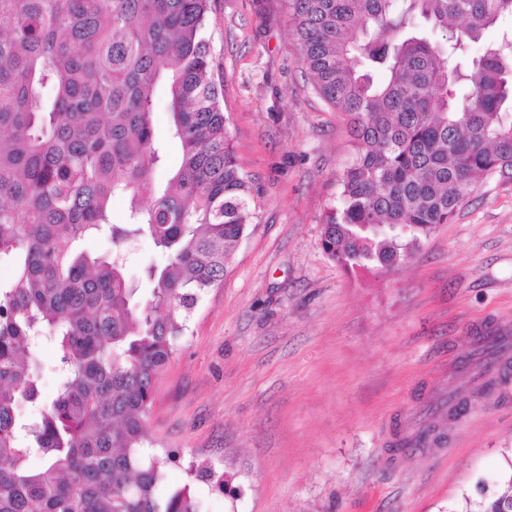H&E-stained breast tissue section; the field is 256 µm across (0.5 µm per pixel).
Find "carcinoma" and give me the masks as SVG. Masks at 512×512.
I'll list each match as a JSON object with an SVG mask.
<instances>
[{
	"label": "carcinoma",
	"instance_id": "carcinoma-1",
	"mask_svg": "<svg viewBox=\"0 0 512 512\" xmlns=\"http://www.w3.org/2000/svg\"><path fill=\"white\" fill-rule=\"evenodd\" d=\"M213 2L0 0V267L13 272L0 279V512H200L188 484L157 494L171 456L144 442L157 376L253 216L213 79ZM285 6L299 61L354 140L321 248L350 273L397 266L476 179L512 172V0ZM450 19L462 29L438 39ZM161 87L181 147L164 181ZM93 236L111 252L86 250ZM140 237L161 257L146 293L123 256ZM42 340L64 367L50 399ZM503 341L479 337L462 362L499 359ZM511 377L506 359L483 389ZM444 438L429 426L414 445ZM497 482L470 512H512V474Z\"/></svg>",
	"mask_w": 512,
	"mask_h": 512
}]
</instances>
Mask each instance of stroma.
<instances>
[{"label":"stroma","mask_w":512,"mask_h":512,"mask_svg":"<svg viewBox=\"0 0 512 512\" xmlns=\"http://www.w3.org/2000/svg\"><path fill=\"white\" fill-rule=\"evenodd\" d=\"M208 36L255 218L156 381L146 446L177 455L161 491L191 485L201 512H465L512 470V381L481 394L457 368L486 328L512 337V176H481L401 265L348 274L320 236L349 129L305 77L284 0H215ZM430 424L444 446L391 458Z\"/></svg>","instance_id":"35a3bbf8"}]
</instances>
